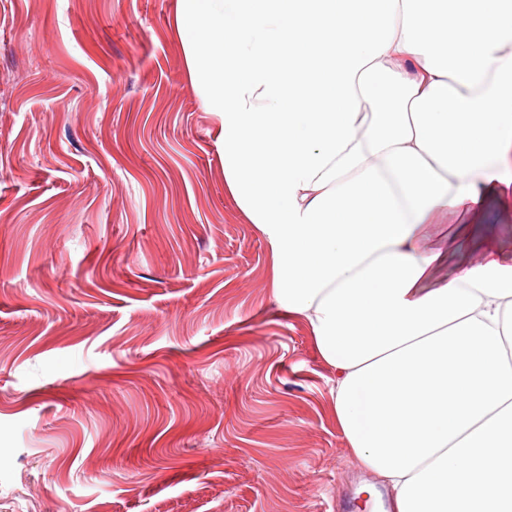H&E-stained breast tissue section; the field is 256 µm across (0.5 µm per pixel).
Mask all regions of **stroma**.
<instances>
[{"instance_id": "stroma-1", "label": "stroma", "mask_w": 512, "mask_h": 512, "mask_svg": "<svg viewBox=\"0 0 512 512\" xmlns=\"http://www.w3.org/2000/svg\"><path fill=\"white\" fill-rule=\"evenodd\" d=\"M176 0H0V512H337L374 481L224 185ZM436 281L512 262V212Z\"/></svg>"}]
</instances>
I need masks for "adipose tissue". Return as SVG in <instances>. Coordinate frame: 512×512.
I'll list each match as a JSON object with an SVG mask.
<instances>
[{
  "label": "adipose tissue",
  "mask_w": 512,
  "mask_h": 512,
  "mask_svg": "<svg viewBox=\"0 0 512 512\" xmlns=\"http://www.w3.org/2000/svg\"><path fill=\"white\" fill-rule=\"evenodd\" d=\"M175 25L355 456L395 512H512V263L432 282L512 209V0H177Z\"/></svg>",
  "instance_id": "ef3b65f1"
}]
</instances>
